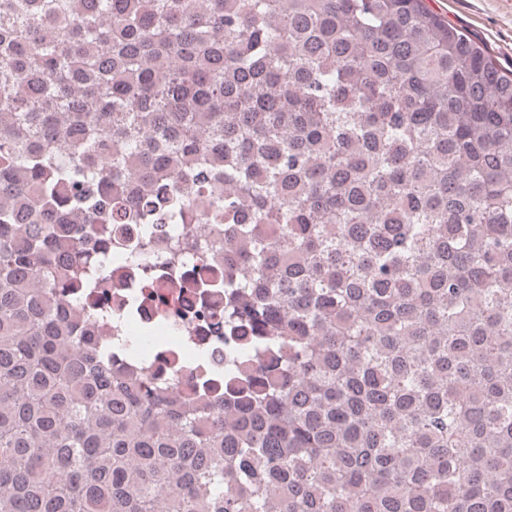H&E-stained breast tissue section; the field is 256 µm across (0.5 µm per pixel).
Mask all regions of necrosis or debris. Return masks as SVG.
<instances>
[{"label":"necrosis or debris","mask_w":512,"mask_h":512,"mask_svg":"<svg viewBox=\"0 0 512 512\" xmlns=\"http://www.w3.org/2000/svg\"><path fill=\"white\" fill-rule=\"evenodd\" d=\"M167 249L153 253L147 272L153 281L152 301L143 303L139 313H129L131 298L140 296L137 282L126 279L127 258L123 250H110L103 262L114 289L110 300L99 304L100 316L94 331L98 338L118 343L132 359L150 372H162L172 392L183 391L186 372L196 357L207 355L221 344L211 335V316L224 309V291L214 287L213 268L217 258L194 265L190 272L177 274L167 262Z\"/></svg>","instance_id":"obj_1"}]
</instances>
